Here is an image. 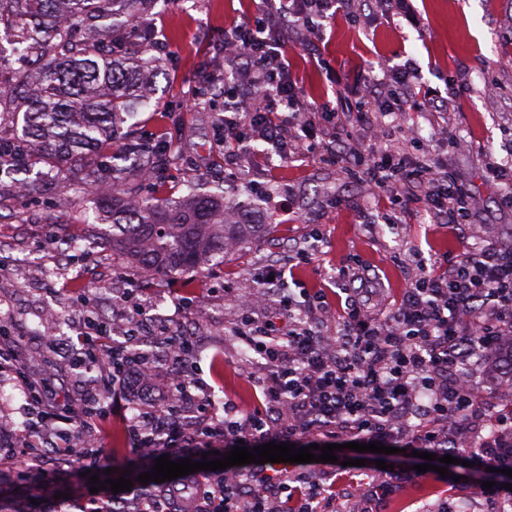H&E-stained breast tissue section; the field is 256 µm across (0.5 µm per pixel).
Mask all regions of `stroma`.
I'll return each mask as SVG.
<instances>
[{
    "instance_id": "obj_1",
    "label": "stroma",
    "mask_w": 512,
    "mask_h": 512,
    "mask_svg": "<svg viewBox=\"0 0 512 512\" xmlns=\"http://www.w3.org/2000/svg\"><path fill=\"white\" fill-rule=\"evenodd\" d=\"M412 5L416 19L410 22L392 16L384 0H355L351 14L325 18L318 33L289 39L288 73L308 105L354 109L366 77L413 59L421 95L415 107L387 118L379 144H398L403 130L419 129L424 153L468 189L478 235L454 231L419 205L389 198L355 169L303 151L283 159L271 145L257 142L252 158L230 165L219 143L217 117L224 112V98L198 94L197 80L204 72L223 79L225 30L252 23L263 5L261 0H170L145 19L164 32L165 47L158 52L161 70L150 82L155 116L142 126L139 139L154 145L174 136L169 116L180 115L189 153L168 172L167 196L184 195L186 182L194 178L222 183L228 223L258 224L262 230L195 281V310L186 317L181 303L189 274L148 278L114 255L111 225L95 221L94 195L49 183L34 198L0 197V326L21 338L22 374L32 381L55 375L61 404L99 397L114 427H121L140 405V395L74 376L72 342L81 326L57 324L44 313L73 307L82 298L89 315L112 329L126 317L119 300L128 293L147 308L153 328L177 324L192 341V379L213 383V358L221 356L224 389L216 393V405L251 413L260 408L259 377L249 372L255 353L230 329L245 295L255 299L256 324L276 319L278 297L262 292L259 282L272 265L288 261L289 247L312 252L311 260L296 269L290 291L323 294L336 308L346 296L330 276L352 258H359L370 275L359 300L375 304L400 299L421 264L461 254L477 239L511 249L512 205L495 194L490 180L494 166L512 160V0H412ZM445 128L457 136L456 147L440 141ZM49 224L57 233L51 242L43 238ZM76 235L78 250L67 249L66 240ZM75 280L96 287L82 297L71 288ZM44 408L18 383L0 386V419L15 423L14 430L0 433V470L20 461L10 446L14 433ZM360 456L349 454L355 462ZM361 457L364 465L351 469L358 485L338 493L336 512H361L365 506L373 512H437L444 502L477 501V486L487 479L475 473L451 483L432 472L394 484L384 495L380 458L370 452Z\"/></svg>"
}]
</instances>
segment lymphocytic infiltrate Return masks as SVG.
<instances>
[{
  "mask_svg": "<svg viewBox=\"0 0 512 512\" xmlns=\"http://www.w3.org/2000/svg\"><path fill=\"white\" fill-rule=\"evenodd\" d=\"M263 2L255 25L224 35L225 42L235 46L234 52L225 53V65L244 74L243 86L224 103V141L240 154L255 141L287 143L292 126L306 130L314 124L288 78L283 49L290 26L308 25L313 15L325 17L343 0H295L291 9L276 0ZM411 71L406 63L369 78L358 110H332L328 119L338 126L354 122L377 132L385 117L411 108ZM384 92L391 97V106L374 110L373 102ZM271 100L289 111L288 123H277L266 112ZM304 150L358 166L382 191L407 192L410 202L455 229L467 226L471 218L467 189L427 156H411L395 146L359 149L349 143L325 152L310 143ZM287 272L285 266H273L272 280L260 283L280 294L279 316L288 324L283 341L265 342V329L253 326L248 318L232 329L259 355L255 367L263 374L260 412L242 415L231 406L219 412L213 387L192 392L187 360L193 345L176 326L162 327L171 371L158 393L147 394L126 425L136 459L132 475L152 471L158 457L176 452L199 457L215 451L225 454L240 444L251 449L270 442L322 446L342 436L442 457L458 433L472 428L481 405L473 368L498 357L512 342V251L473 245L454 257L433 260L397 305H346L330 330L287 293ZM145 314V307H131L124 332L112 342L117 357L109 364L98 356L103 326L85 321L77 337L80 349L74 368L99 372L109 385L118 387L130 385L136 375L154 379L155 367L141 357L137 341ZM104 415L99 400L87 398L68 418L52 409L29 423L21 444L28 462L11 467L13 482L46 497L64 480L82 484L81 469L47 467L30 439L56 435L74 456L78 450L70 444L69 432L58 429V422L67 420L90 438ZM353 485V478H338L321 462L250 463L166 481L160 497L167 503L165 512H336L337 489ZM119 499L126 502L127 512H158L157 499L138 482L118 496L108 488L90 495V512H112Z\"/></svg>",
  "mask_w": 512,
  "mask_h": 512,
  "instance_id": "obj_1",
  "label": "lymphocytic infiltrate"
}]
</instances>
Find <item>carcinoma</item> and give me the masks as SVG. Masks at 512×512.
I'll return each instance as SVG.
<instances>
[{
    "label": "carcinoma",
    "instance_id": "cac0c4a2",
    "mask_svg": "<svg viewBox=\"0 0 512 512\" xmlns=\"http://www.w3.org/2000/svg\"><path fill=\"white\" fill-rule=\"evenodd\" d=\"M159 0H0V189L36 170L24 194L56 186L100 196L112 252L151 276L201 270L262 224L224 223V192L186 185L181 198H142L138 182L175 165L181 146L136 135L159 33L138 23ZM131 159L112 162L117 148Z\"/></svg>",
    "mask_w": 512,
    "mask_h": 512
}]
</instances>
